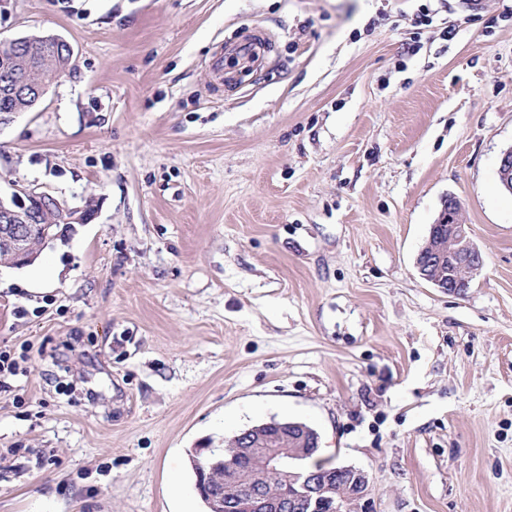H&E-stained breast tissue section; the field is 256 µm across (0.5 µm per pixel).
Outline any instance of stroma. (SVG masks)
<instances>
[{
	"instance_id": "1",
	"label": "stroma",
	"mask_w": 512,
	"mask_h": 512,
	"mask_svg": "<svg viewBox=\"0 0 512 512\" xmlns=\"http://www.w3.org/2000/svg\"><path fill=\"white\" fill-rule=\"evenodd\" d=\"M420 3L0 0V42L76 54L0 124V196L95 208L0 265V512H205L195 449L271 420L369 512H512V0H430L411 55ZM451 195L461 295L415 267Z\"/></svg>"
}]
</instances>
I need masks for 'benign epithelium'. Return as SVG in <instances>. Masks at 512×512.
<instances>
[{
  "label": "benign epithelium",
  "mask_w": 512,
  "mask_h": 512,
  "mask_svg": "<svg viewBox=\"0 0 512 512\" xmlns=\"http://www.w3.org/2000/svg\"><path fill=\"white\" fill-rule=\"evenodd\" d=\"M40 41L50 45L51 53L41 60L36 70L24 64L10 66L4 72L0 88L14 97L30 99L31 104L42 100L50 83L69 72L74 49L63 38L56 35H26L13 40L15 44ZM500 186L512 193V147L501 155L497 169ZM459 202L454 196L443 203L440 214L431 225L427 243L418 253L415 261L420 276L434 287L448 293L461 294L465 291L459 272L465 271L471 277L480 275L484 258L474 244L469 225L459 217ZM53 213V224L41 223L46 213ZM92 220L89 207L70 208L55 196L36 188L15 191L8 199L0 197V254L7 258L5 264L22 268L37 256L31 248V241L39 240V246L60 237L63 227L71 224H87ZM445 267L448 275L438 279L429 277V269ZM259 433L260 447L234 449L231 457L224 461V484L211 488L207 482L197 483L202 498L206 499L212 512H224L235 508L237 512H281V501L274 500L257 488L268 477L279 474L288 477L292 496L309 501L313 512H365L366 505L360 504L370 494L367 474L351 466H339L336 471L346 474L351 492L343 497L336 489V483L324 479L320 482L299 471L298 460L306 454L301 448H286L281 442L283 432L306 439L308 428L300 423L288 422L263 424L253 428ZM246 454L257 461L258 472L254 481L244 484L236 464L239 455Z\"/></svg>",
  "instance_id": "obj_1"
}]
</instances>
